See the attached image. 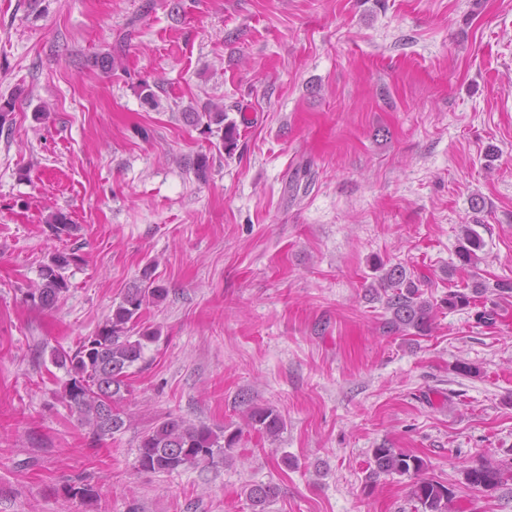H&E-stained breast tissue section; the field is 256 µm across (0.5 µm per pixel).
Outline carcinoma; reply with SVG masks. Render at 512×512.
<instances>
[{"label": "carcinoma", "mask_w": 512, "mask_h": 512, "mask_svg": "<svg viewBox=\"0 0 512 512\" xmlns=\"http://www.w3.org/2000/svg\"><path fill=\"white\" fill-rule=\"evenodd\" d=\"M183 117L189 125L200 126L208 133L215 128L222 131L226 152L237 147L238 127L227 120L223 108L185 112ZM46 224L56 237L72 229L70 219L60 211L48 215ZM483 247L480 235L470 226H463L456 247L459 265H476L478 252ZM77 260L78 256L73 253H53L49 262L42 266L39 280L27 289L24 301L41 310L57 308L68 292L64 272ZM376 269L385 270L379 285L386 297L385 309L390 313L382 323V331L388 335H428L440 306L450 310L474 308L477 323L495 325L502 320V307L495 301L488 307L481 298L490 289L501 299L512 296V281H498L492 288L484 284L450 288L440 303L434 304L422 298L413 275L403 267L393 265L387 269L379 262ZM152 276L153 268L146 267L141 283L128 289L112 307V315L104 325L94 335L83 338L75 349L56 347L51 350V362L68 375L60 398L78 414L94 442L122 433L130 425L124 406L131 395L132 368L144 361L147 344L158 339L157 331L138 329L139 319L144 307L162 301L167 294L163 286L155 284ZM242 420L244 427L233 429L227 425L196 423L172 414L160 418L138 436V467L145 472H169L202 463L215 465L229 458L230 450L242 440L243 429L273 442L284 428L281 415L269 406L247 404ZM372 459L371 478L382 474L407 476L413 479L411 494L421 512H448L453 491L439 481L423 477L427 469L423 458L403 448L382 445L372 450ZM463 476L470 489L487 492L501 483L502 471L494 460L486 459L466 467ZM277 495V486L255 484L248 488L246 499L252 512H266V506Z\"/></svg>", "instance_id": "obj_1"}]
</instances>
